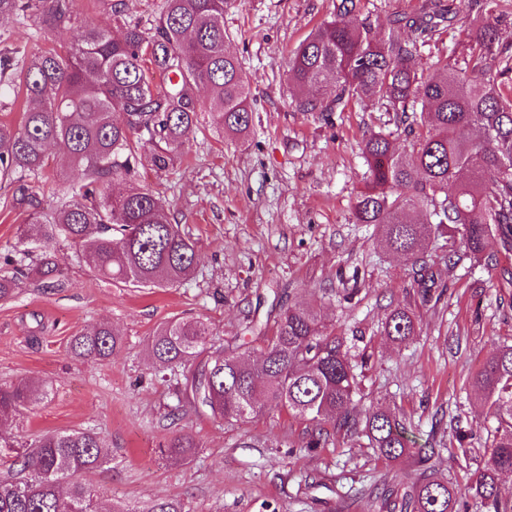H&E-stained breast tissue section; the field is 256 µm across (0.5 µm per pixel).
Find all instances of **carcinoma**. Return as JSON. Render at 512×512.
<instances>
[{
    "instance_id": "cac0c4a2",
    "label": "carcinoma",
    "mask_w": 512,
    "mask_h": 512,
    "mask_svg": "<svg viewBox=\"0 0 512 512\" xmlns=\"http://www.w3.org/2000/svg\"><path fill=\"white\" fill-rule=\"evenodd\" d=\"M358 0H339L338 18L316 28L288 65V81L303 96L302 112H330L352 100H374L395 113L405 144L371 133L363 141L368 166L354 205L359 224L375 226L386 249L403 254L421 271L419 295L432 298L438 277L425 244L443 226L459 236L464 257L497 266L512 253V90L503 91L491 48L497 31L477 21L461 41L464 66L441 63L426 79L411 66L419 48L450 28L469 0H420L410 15L389 20L378 38L355 17ZM228 0H163L153 28L126 26L118 36L95 24L62 53L38 50L16 60L0 53V96L9 88L28 109L15 126L0 121V182L13 186L12 206L30 223L19 228L17 245L3 257L0 300L15 294L21 278L34 276L58 288L63 272L50 244H69L78 261L98 276L128 288L182 284L198 266L196 243L171 222L160 196L133 186L115 195V182L135 180L146 166L165 172L190 135L206 121L220 135H247L253 127L252 93L239 59L225 49ZM36 11L37 28L59 34L74 25L73 0H0V18L26 20ZM167 77L154 85L152 70ZM205 87L207 101L197 96ZM64 144L68 167L81 174L69 199L54 208L29 191L26 179L47 162L48 147ZM273 326L252 320L246 330L264 343L258 360L246 361L241 345L214 347L203 318H175L158 326L148 345L160 372L187 364L176 379L178 403L227 424L257 416L268 400L307 422L301 447L323 448L338 436L367 439L389 461L409 456L416 442L404 423L378 409L361 416L356 357L347 337L321 321L311 304H284L267 315ZM416 333L414 314L395 306L384 334L403 343ZM121 335L108 324L71 337L77 359L107 360L120 351ZM481 395L490 437L489 458L471 474L470 490L487 512H512L500 475L512 473V344L496 346L472 375ZM45 383L0 386V465L13 478L0 482V512H187L178 499L152 500L121 509L94 497L79 476L108 459L90 430L46 433L20 442L4 426L47 398ZM198 443L183 434L164 450L189 461ZM418 454L422 476L402 496L387 490L392 512H456L460 489L430 472Z\"/></svg>"
}]
</instances>
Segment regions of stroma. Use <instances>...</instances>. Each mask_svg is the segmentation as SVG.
<instances>
[{
	"label": "stroma",
	"instance_id": "stroma-1",
	"mask_svg": "<svg viewBox=\"0 0 512 512\" xmlns=\"http://www.w3.org/2000/svg\"><path fill=\"white\" fill-rule=\"evenodd\" d=\"M337 0H234L224 12L226 47L242 63L253 94L255 123L243 138L196 130L173 170L142 169L137 185L159 192L172 223L195 241V276L175 288H126L95 276L57 244L65 272L61 287L25 280L0 302V384L48 380L52 391L7 430L25 441L38 435L91 429L110 461L81 481L100 499L128 507L177 498L188 512H387L373 493L387 483L410 490L420 477L410 459L390 462L365 441L338 438L309 452L299 443L304 423L275 404L236 425H221L190 410L176 411L174 381L162 380L148 342L162 322L207 319L215 344L241 335L257 298L287 292L289 302H321L323 288L356 278L352 303L322 304L326 323L351 337L362 359L361 411L383 406L405 420L417 444H430L439 476L461 486L457 512H484L466 493L471 471L484 465L487 430L471 376L495 345L512 342V298L503 296L498 270L462 262L445 265L441 242L427 253L440 273L443 295L425 302L410 263L386 250L373 225L356 223L353 206L367 166V131L405 135L394 113L363 101L335 112H302L288 82V61L299 43L333 19ZM161 0H125L121 19L97 0H74L80 19L120 31L151 25ZM490 16L500 48L512 53V0H470L452 30L421 47L416 68L431 75L453 59L455 42L476 18ZM0 44L29 51L60 46L59 36L31 23L0 19ZM60 150H52L30 190L47 206L64 199ZM411 305L417 332L401 345L382 334L393 306ZM110 324L124 339L105 361L74 358L69 341L82 329ZM466 431L465 444L456 434ZM191 434L196 456L183 464L162 456L177 435ZM467 454H460V446Z\"/></svg>",
	"mask_w": 512,
	"mask_h": 512
}]
</instances>
